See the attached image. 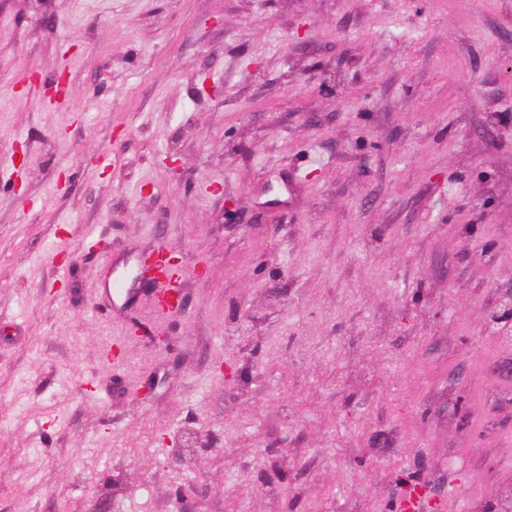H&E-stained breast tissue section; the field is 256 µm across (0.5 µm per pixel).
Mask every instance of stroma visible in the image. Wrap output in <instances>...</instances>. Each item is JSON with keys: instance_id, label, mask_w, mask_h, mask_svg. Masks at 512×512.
<instances>
[{"instance_id": "obj_1", "label": "stroma", "mask_w": 512, "mask_h": 512, "mask_svg": "<svg viewBox=\"0 0 512 512\" xmlns=\"http://www.w3.org/2000/svg\"><path fill=\"white\" fill-rule=\"evenodd\" d=\"M508 302L512 0H0V512H489Z\"/></svg>"}]
</instances>
